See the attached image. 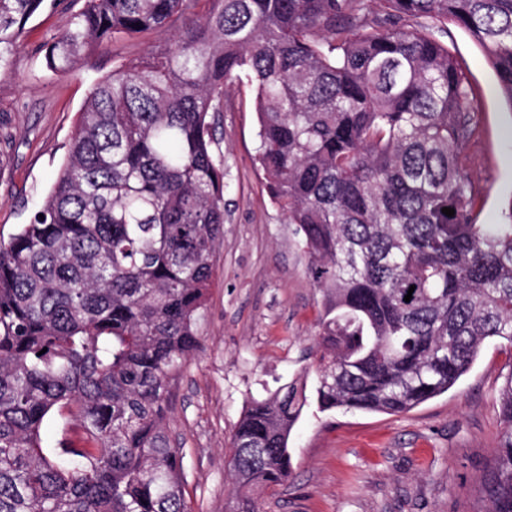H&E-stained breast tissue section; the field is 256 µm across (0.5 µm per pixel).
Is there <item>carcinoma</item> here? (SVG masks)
<instances>
[{"label": "carcinoma", "mask_w": 512, "mask_h": 512, "mask_svg": "<svg viewBox=\"0 0 512 512\" xmlns=\"http://www.w3.org/2000/svg\"><path fill=\"white\" fill-rule=\"evenodd\" d=\"M43 2L0 0V75ZM175 19L93 85L50 192L0 239V512H188L167 400L199 346L224 233L214 116L242 70L257 163L324 312L311 371L235 426L224 512H259L288 480L310 401L403 414L448 392L485 341L512 347V197L505 222L476 223L474 97L448 48L408 24L465 29L512 109V0H84L45 66ZM498 405L484 512H512V371ZM65 406L85 443L43 447Z\"/></svg>", "instance_id": "1"}]
</instances>
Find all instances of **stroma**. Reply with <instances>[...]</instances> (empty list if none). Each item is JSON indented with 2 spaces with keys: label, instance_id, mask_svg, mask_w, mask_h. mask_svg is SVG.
<instances>
[{
  "label": "stroma",
  "instance_id": "35a3bbf8",
  "mask_svg": "<svg viewBox=\"0 0 512 512\" xmlns=\"http://www.w3.org/2000/svg\"><path fill=\"white\" fill-rule=\"evenodd\" d=\"M69 0H45L26 23L13 75L0 76V237L9 238L47 195L68 153L78 112L113 66L145 55L148 33L108 42L83 65L48 70L45 45L70 23ZM472 90L479 134L468 152L481 224H499L512 195V110L470 35L439 25ZM254 93L240 77L215 124L224 167V237L198 323L202 349L169 396V435L181 448L192 512H224L233 492L227 445L251 398L300 376L312 359L322 294L294 225L271 203L254 165ZM512 349L488 342L448 393L401 415L309 408L289 440L291 474L259 499L260 512H483L482 481L501 431L497 393Z\"/></svg>",
  "mask_w": 512,
  "mask_h": 512
}]
</instances>
